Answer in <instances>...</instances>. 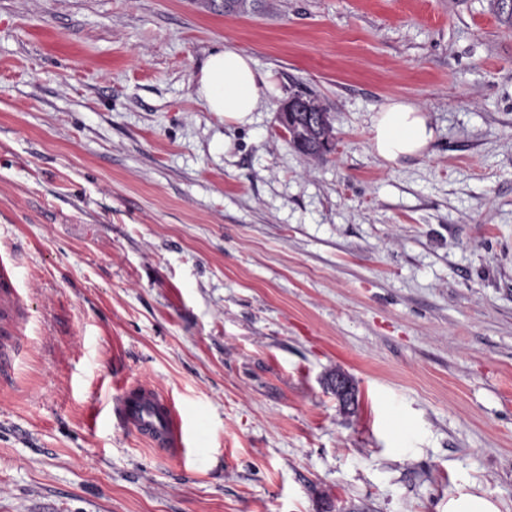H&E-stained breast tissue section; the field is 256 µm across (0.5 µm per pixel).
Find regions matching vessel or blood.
<instances>
[{"label": "vessel or blood", "instance_id": "vessel-or-blood-1", "mask_svg": "<svg viewBox=\"0 0 512 512\" xmlns=\"http://www.w3.org/2000/svg\"><path fill=\"white\" fill-rule=\"evenodd\" d=\"M18 292L14 285V263L0 254V322L13 321ZM123 421L153 447L180 454L184 450L181 417L172 403L153 388L139 385L122 397Z\"/></svg>", "mask_w": 512, "mask_h": 512}]
</instances>
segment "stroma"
Instances as JSON below:
<instances>
[{"label": "stroma", "mask_w": 512, "mask_h": 512, "mask_svg": "<svg viewBox=\"0 0 512 512\" xmlns=\"http://www.w3.org/2000/svg\"><path fill=\"white\" fill-rule=\"evenodd\" d=\"M252 123L199 99L224 46ZM327 110L317 159L279 131ZM427 151L370 144L388 99ZM0 512H512V24L497 0H0ZM354 381L341 406L332 373ZM170 396L183 461L118 425ZM273 74L261 75L253 58L230 46L211 53L204 62L197 94L208 111L224 116L225 123L252 122L261 95L276 88ZM303 96L306 109L309 112H301L302 99L300 96H292L282 103L278 117L281 131L285 139L288 140V115L289 112H296L292 115V123L295 127L293 138L289 144L305 155L323 158L332 151L328 146H335V129L329 113L318 99L309 95ZM308 114L314 118L313 122L305 119ZM370 140L376 154L389 163L422 155L434 139L428 112L406 100L384 103L373 118ZM18 292L14 285V263L11 257L0 254V320L13 323ZM448 512H499V509L490 499L461 492L449 498Z\"/></svg>", "instance_id": "obj_1"}]
</instances>
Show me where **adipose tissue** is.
I'll return each instance as SVG.
<instances>
[{"label": "adipose tissue", "mask_w": 512, "mask_h": 512, "mask_svg": "<svg viewBox=\"0 0 512 512\" xmlns=\"http://www.w3.org/2000/svg\"><path fill=\"white\" fill-rule=\"evenodd\" d=\"M273 74H260L253 58L230 46L211 53L204 62L197 94L208 111L225 122L251 123L263 93L274 92ZM370 140L376 154L387 162L423 154L434 139L427 112L405 100L384 103L373 118Z\"/></svg>", "instance_id": "ef3b65f1"}]
</instances>
